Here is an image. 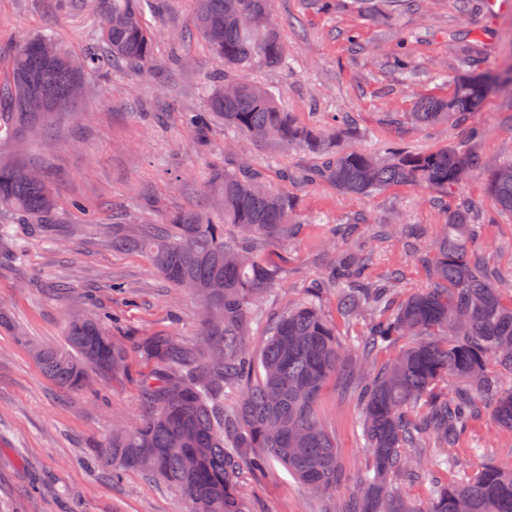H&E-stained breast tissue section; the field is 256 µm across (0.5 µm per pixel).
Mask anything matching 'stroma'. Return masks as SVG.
I'll use <instances>...</instances> for the list:
<instances>
[{"label": "stroma", "instance_id": "stroma-1", "mask_svg": "<svg viewBox=\"0 0 512 512\" xmlns=\"http://www.w3.org/2000/svg\"><path fill=\"white\" fill-rule=\"evenodd\" d=\"M145 21L155 36L146 72L122 65L108 74L88 72L73 112L56 116L29 134L21 151L42 172L56 196L59 239L50 244L28 234L12 211L0 208V224L15 225L16 238L0 241V512H190L173 486L142 471L113 478L99 451L113 428L143 410L140 380L152 365L139 344L152 336L199 339L198 298L174 287L137 252L112 248V217L130 224H162L176 211L204 203L218 212L211 184L214 168L233 154L264 175L272 189L288 193L300 222L285 242L262 243L261 262L281 268L275 289L260 306L269 311L303 300L333 255L326 240L336 225L353 224L355 240L375 251L372 275L398 267L401 291L424 287L423 268L409 256L405 237H373L375 225H409L421 248L438 237L444 219L430 189L400 185L370 196L341 193L327 183L301 181L314 157L300 148L254 145L212 119L209 143L199 146L186 121L203 110L222 66L197 32L196 0H155ZM273 19L288 47L284 68H256L250 79L265 86L303 125H318L333 148L387 155L393 148L426 153L463 144L485 159L512 158V98L493 94L481 110L448 127L420 128L411 120L417 101L445 97L462 66V47L479 41L480 70L512 68V10L491 13L486 0L473 11L457 0H421L416 10H390L381 0H335L332 10L316 0H275ZM101 19L93 0H0V53L9 54L33 34H53L74 56L94 45ZM355 42H348V35ZM405 45L414 68L402 76L389 56ZM345 113L352 136L337 135L331 117ZM462 198L486 222L475 249L493 268L512 271V215L496 211L484 175L461 188ZM112 313L109 328L123 344L124 373H91L85 390L65 389L34 361L32 344L55 345L70 313ZM356 380L331 377L318 412L336 439L345 482L337 493L304 489L281 465L261 475L246 470L241 492L249 512H331L370 467L362 439ZM512 459V431L484 414L458 448L474 445Z\"/></svg>", "mask_w": 512, "mask_h": 512}]
</instances>
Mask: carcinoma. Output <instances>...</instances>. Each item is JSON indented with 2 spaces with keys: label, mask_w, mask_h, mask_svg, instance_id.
<instances>
[{
  "label": "carcinoma",
  "mask_w": 512,
  "mask_h": 512,
  "mask_svg": "<svg viewBox=\"0 0 512 512\" xmlns=\"http://www.w3.org/2000/svg\"><path fill=\"white\" fill-rule=\"evenodd\" d=\"M100 41L79 58L50 35L23 38L12 51L7 78L0 82V140H20L71 107L72 84L110 63L145 70L154 36L143 22V0H99ZM196 25L213 56L224 65L207 109L190 117L200 139L211 116L240 136L280 147H301L316 157L304 171L308 183H328L350 195H372L391 186L413 185L441 193L444 232L428 250L409 245L426 271V286L396 302L402 272L369 274L373 251L340 247L327 277L311 286L307 299L276 315L257 302L280 279V269L257 258L265 240H285L298 217L288 195L267 189L259 173L224 163L213 182L220 212L188 208L167 224H127L114 218L112 247L135 250L178 288L201 302L200 341L192 346L172 336L142 343L155 363L140 382L141 418L119 425L102 455L112 474L146 471L176 487L191 512H248L239 491L243 469L261 473L273 461L305 489L334 492L342 485L336 440L317 413L327 380L340 369L361 374L391 342L408 339L357 397L364 413L363 436L370 470L336 512H512V463L472 448L479 463L462 462L454 448L482 415L477 394L494 396L493 420L512 431V303L500 287L512 284L493 272L471 248L482 224L458 196L474 174L487 177L494 206L512 213V160L495 165L448 146L425 154L381 157L362 149L328 148L314 126L297 123L263 86L234 73L258 66L285 67L288 49L267 11L266 0H197ZM219 33V40L210 33ZM54 45L47 53L46 44ZM478 45L467 46V69L453 77L446 98L420 99L411 119L421 128L458 122L477 112L500 89L512 94V76L492 78L476 69ZM20 156L0 155V206L40 221L48 231L55 196L45 180L30 177ZM348 320L369 318L360 341L341 342L326 318L327 297ZM266 322L267 338L254 356L250 336ZM42 371L59 385L81 390L89 372L116 374L126 352L101 319L69 314L60 346L32 347ZM464 386L448 391V380ZM433 472L430 502L421 509L394 490L391 479L406 473L422 478L421 459ZM451 472L446 482L441 475Z\"/></svg>",
  "instance_id": "cac0c4a2"
}]
</instances>
